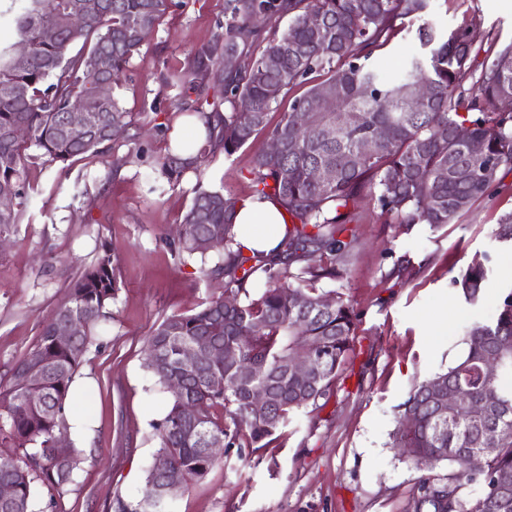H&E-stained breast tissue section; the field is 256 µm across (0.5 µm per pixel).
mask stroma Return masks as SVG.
<instances>
[{"instance_id": "obj_1", "label": "stroma", "mask_w": 512, "mask_h": 512, "mask_svg": "<svg viewBox=\"0 0 512 512\" xmlns=\"http://www.w3.org/2000/svg\"><path fill=\"white\" fill-rule=\"evenodd\" d=\"M427 22L450 34L476 37L471 67L458 93L473 97L494 49L512 42V9L501 0H435ZM224 23V0H171L154 34L130 60L115 90L141 144L118 141L103 154L62 166L38 158L26 169L30 204L0 263V384L37 341L41 328L80 274L108 246L118 262L112 317L101 346L72 385L71 437L85 460L54 512H108L115 496L139 498L158 442L151 421L167 396L144 367L143 349L164 317L189 314L220 295L196 263H180L172 232L196 185L245 199L253 147L217 155L202 174L169 184L160 172L180 113L168 74ZM415 31H402L373 60L395 79L418 53ZM512 212V171L500 172L455 223L433 229L384 222L365 201L354 225L360 242L346 272L324 287L343 294L358 316L353 347L323 407L300 411L263 457H229L192 481L174 512H403L420 475L392 448L398 407L415 381L446 369L462 353V328L490 319L512 283V254L496 251L491 235ZM491 254L492 271L477 305L453 279ZM447 306L445 326L427 315Z\"/></svg>"}]
</instances>
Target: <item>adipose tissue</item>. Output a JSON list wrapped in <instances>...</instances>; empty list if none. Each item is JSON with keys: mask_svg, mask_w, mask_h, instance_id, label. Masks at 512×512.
<instances>
[{"mask_svg": "<svg viewBox=\"0 0 512 512\" xmlns=\"http://www.w3.org/2000/svg\"><path fill=\"white\" fill-rule=\"evenodd\" d=\"M235 240L245 251L270 252L283 239V212L271 201L248 198L236 205Z\"/></svg>", "mask_w": 512, "mask_h": 512, "instance_id": "1", "label": "adipose tissue"}]
</instances>
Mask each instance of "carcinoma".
<instances>
[{
  "label": "carcinoma",
  "mask_w": 512,
  "mask_h": 512,
  "mask_svg": "<svg viewBox=\"0 0 512 512\" xmlns=\"http://www.w3.org/2000/svg\"><path fill=\"white\" fill-rule=\"evenodd\" d=\"M82 0H9L0 17H9L16 42L29 47L27 65L13 59L14 44H0V192L14 198L0 211V236L12 239L29 201L25 173L34 145L52 163L63 165L105 151L131 125L113 97L101 101L96 86L116 83L132 56L155 31L168 0H102L98 16L80 26L67 18ZM432 0H225L224 31L192 50L184 71L171 81L181 88L174 108L203 121L202 145L183 140L162 158L167 181L177 184L198 172L210 156H231L262 134L281 149L257 150L248 171L250 195L270 200L287 214L286 235L268 254L247 255L235 242L236 204L221 190L198 188L179 222L178 256L200 260L208 278L224 280V294L212 297L191 314H173L152 329L144 366L169 394L164 416L153 424L157 453L167 455L183 474V485L204 477L217 459L207 452L212 439L236 449L243 460L261 457L276 433L297 412L319 407L335 385L357 329L352 306L334 291L321 288L345 270L358 247L349 225L357 221L360 201L373 197L381 214L398 224H451L462 212L457 200L472 204L496 180L512 171V42L478 81L469 100L456 94L475 44L466 30L445 36L428 24L417 29L421 52L411 56L399 81L390 82L371 63L374 53L405 30V21L426 15ZM321 16L310 27L307 15ZM288 18L281 31L277 23ZM53 26L56 36L41 37ZM259 53L235 69L221 58ZM107 54L110 68L99 69ZM420 84L430 94H414ZM306 87L291 96L297 87ZM219 89L220 99L209 100ZM336 89V109L317 113V96ZM195 99H190V95ZM80 99L89 113L87 136L76 141L63 132L69 104ZM289 109L272 124L269 114L285 101ZM477 111L474 118L470 112ZM23 126L27 137L14 136ZM483 145L473 156L468 141ZM376 147L364 153V146ZM336 167V180L317 185L312 171ZM472 177L460 180L455 171ZM500 248H512V212L492 234ZM490 255L468 266L453 284L467 303L481 299ZM117 260L104 249L75 281L35 344L14 366L10 383L0 386V481L14 487L18 510L48 512L73 482L83 460L74 441L61 450L55 436L70 432V389L95 346L99 324L115 299ZM262 279L252 295L248 286ZM234 299L224 304V295ZM77 319L83 331L67 343L57 340L58 325ZM209 340L224 347L215 361L206 355L193 368L180 358L182 346ZM462 358L444 371L415 383L401 405L393 447L428 473L418 478L403 512H512V288L502 293L490 322L475 321L463 338ZM315 356V380L305 383L287 373L288 361L301 347ZM249 364L264 378L270 400L259 411L249 402L250 384L239 373ZM443 380L461 387L468 400L441 416L434 407L431 384ZM183 383L176 394L170 386ZM197 404L191 416L185 404ZM481 453L474 472L467 460ZM448 464V473L435 468ZM161 475L149 470L139 500L115 498L111 512H171L162 495ZM44 487L49 501L38 499Z\"/></svg>",
  "instance_id": "carcinoma-1"
}]
</instances>
